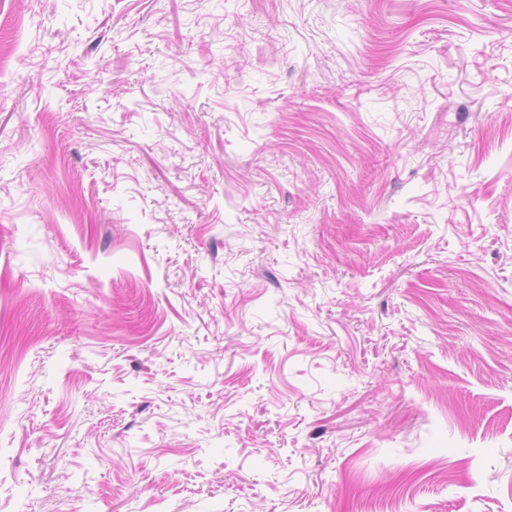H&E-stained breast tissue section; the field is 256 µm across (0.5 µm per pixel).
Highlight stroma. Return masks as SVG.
Returning <instances> with one entry per match:
<instances>
[{
  "mask_svg": "<svg viewBox=\"0 0 512 512\" xmlns=\"http://www.w3.org/2000/svg\"><path fill=\"white\" fill-rule=\"evenodd\" d=\"M0 512H512V0H0Z\"/></svg>",
  "mask_w": 512,
  "mask_h": 512,
  "instance_id": "1",
  "label": "stroma"
}]
</instances>
